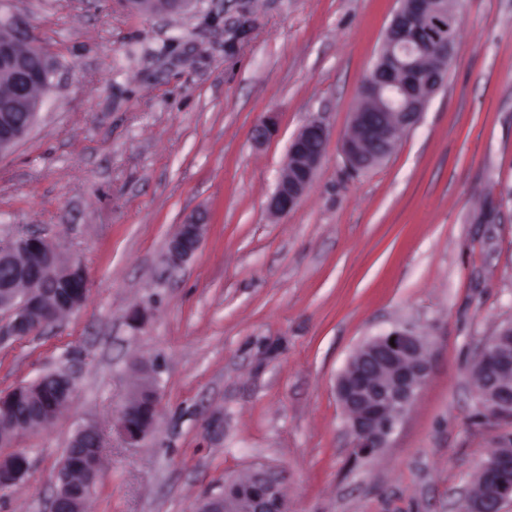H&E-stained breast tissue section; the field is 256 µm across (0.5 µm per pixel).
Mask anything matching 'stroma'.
<instances>
[{"label":"stroma","instance_id":"35a3bbf8","mask_svg":"<svg viewBox=\"0 0 512 512\" xmlns=\"http://www.w3.org/2000/svg\"><path fill=\"white\" fill-rule=\"evenodd\" d=\"M399 0H193L157 17L126 0H0L57 75L0 154V245L30 231L80 263L81 306L0 343V395L63 370L71 405L20 433L22 482L0 512H48L84 426L103 468L87 512H193L225 477L284 472L290 512H459L512 421L483 416L470 366L512 321V0H460L442 89L380 165L341 153ZM274 116L277 131L255 141ZM329 130L311 190L268 200L288 145ZM192 259L165 264L190 216ZM430 342L417 398L372 457L353 454L335 384L366 338ZM160 367L151 435L118 418L134 365ZM207 224L200 216H193L179 225L178 231L168 240L165 259L171 269L185 265L198 249Z\"/></svg>","mask_w":512,"mask_h":512}]
</instances>
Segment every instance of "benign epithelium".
<instances>
[{"label":"benign epithelium","mask_w":512,"mask_h":512,"mask_svg":"<svg viewBox=\"0 0 512 512\" xmlns=\"http://www.w3.org/2000/svg\"><path fill=\"white\" fill-rule=\"evenodd\" d=\"M140 10L152 15L183 11L188 0H133ZM438 0H400L382 43L379 62L370 72L362 95L372 107L354 112L351 129L341 151L349 167L357 171L373 167L391 153L397 133L416 126L427 103L441 85L454 57L453 38L429 66H422L420 49L431 34L426 21L445 13ZM57 67L43 48L29 37L26 24L17 19H0V74L8 85L0 92V153L22 141L35 123L44 93L53 85ZM25 114V122L16 113ZM328 129L319 116L312 117L293 137L269 210L277 215L294 209L312 187L320 167ZM206 224L193 216L179 225L168 240L165 259L178 269L198 249ZM0 264L14 268V276L0 282V310L11 313L0 339L27 336L64 313L81 305L85 290L44 288L64 278L86 279L84 268L62 257L54 244L39 234H26L0 249ZM429 344L409 324L363 341L336 381V393L348 430L353 453L367 458L387 447L397 425L411 408L429 373ZM151 385L146 393L130 398L121 413L120 429L127 441L140 443L153 429L159 412L157 369H148ZM478 379V406L492 417H512V324L500 327L481 345L470 368ZM36 385L60 397L73 389L66 373L42 376ZM24 395L14 389L0 397V420L16 422L15 413ZM71 447L99 448L101 439L92 426L76 432ZM29 468L22 452L0 457V490L24 478ZM100 471L58 468L55 493L49 512H81L92 493ZM283 473L259 467L245 477L224 481V489L197 501L194 512H289L283 489ZM469 512H501L512 502V441L503 443L482 463L472 487L462 493Z\"/></svg>","instance_id":"7a95c632"}]
</instances>
